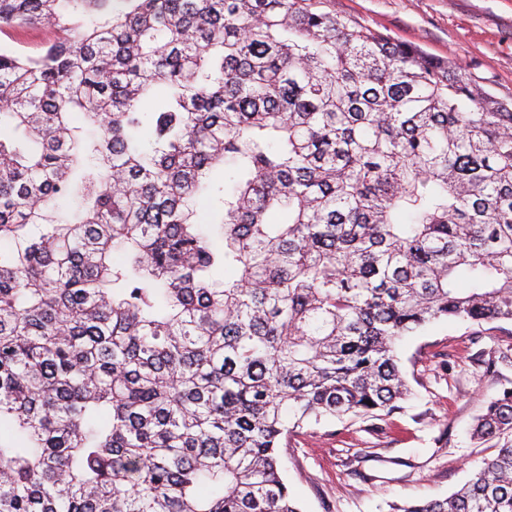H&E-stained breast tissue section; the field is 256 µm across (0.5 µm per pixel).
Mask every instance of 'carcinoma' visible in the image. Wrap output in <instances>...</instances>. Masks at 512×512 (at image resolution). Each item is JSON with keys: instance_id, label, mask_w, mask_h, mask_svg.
<instances>
[{"instance_id": "1", "label": "carcinoma", "mask_w": 512, "mask_h": 512, "mask_svg": "<svg viewBox=\"0 0 512 512\" xmlns=\"http://www.w3.org/2000/svg\"><path fill=\"white\" fill-rule=\"evenodd\" d=\"M43 29L0 47V512H300L297 430L391 423L399 340L512 321V106L467 68L329 0H0ZM474 436L391 512H512V388ZM42 43L41 33L17 34L13 31L0 33V46L17 48L30 54L38 52Z\"/></svg>"}]
</instances>
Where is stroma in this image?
I'll return each mask as SVG.
<instances>
[{"instance_id":"obj_1","label":"stroma","mask_w":512,"mask_h":512,"mask_svg":"<svg viewBox=\"0 0 512 512\" xmlns=\"http://www.w3.org/2000/svg\"><path fill=\"white\" fill-rule=\"evenodd\" d=\"M338 14L467 66L492 95L512 101V0H331ZM512 351V322H436L398 344L412 388L393 425L323 419L280 454L301 512H390L394 502L443 499L491 457L496 440H473L487 400L512 387V366L484 375L473 360Z\"/></svg>"}]
</instances>
